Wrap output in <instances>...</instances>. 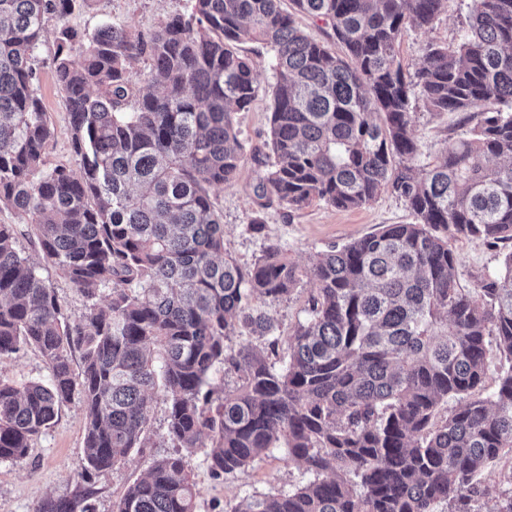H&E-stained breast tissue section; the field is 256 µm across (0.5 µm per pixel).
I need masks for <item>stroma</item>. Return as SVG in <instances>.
I'll list each match as a JSON object with an SVG mask.
<instances>
[{"mask_svg":"<svg viewBox=\"0 0 512 512\" xmlns=\"http://www.w3.org/2000/svg\"><path fill=\"white\" fill-rule=\"evenodd\" d=\"M469 0H448L444 11L425 34L410 30L401 41L399 58L404 72L420 67L427 42L456 44L468 21ZM189 0H86L67 15L64 23L78 31H93L105 23L125 26L133 33L150 36L165 18L189 12ZM241 54L257 65L260 91L249 111L237 113L235 121L247 152L236 179L228 185L212 188L211 196L223 215L224 251L244 267L251 266L262 254L265 241L278 242L299 268H307L328 245L343 244L378 230L385 224H411L415 217L396 194L382 192L370 205L352 210H338L316 200L299 210L279 203L264 204L260 179L271 163L265 140L270 125L271 100L266 89L273 81L271 54L263 44L246 41ZM55 50L53 35H46L36 50L39 72L37 91L54 127L55 137L48 146L51 163L75 165L70 147L69 115L62 92L57 86L50 62ZM413 132L420 150L416 164L434 165L444 148L466 130L463 113L431 112L421 100L410 104ZM261 218V233L249 231L252 218ZM451 245L458 257L457 283L474 290L481 279L497 270L512 242L495 244L455 237ZM314 285L301 278L293 293L282 300L266 303L273 318L275 333L286 337L302 320ZM48 377L47 365L33 347L0 360V378L22 384ZM167 404L163 395L151 403L153 447L144 453L130 452L114 469L93 474L83 480L85 468L83 440L85 422L78 401L64 404L53 424L33 441L27 458L20 463L0 462V512H35L46 498L71 495L78 486L91 490L92 512H112L116 501L135 479L143 475L152 459L171 451L165 435ZM194 479L200 491L195 512H231L232 507L252 492L288 491L310 479L304 466L289 458L286 450L257 458L246 471L214 477L203 454L192 459Z\"/></svg>","mask_w":512,"mask_h":512,"instance_id":"1","label":"stroma"}]
</instances>
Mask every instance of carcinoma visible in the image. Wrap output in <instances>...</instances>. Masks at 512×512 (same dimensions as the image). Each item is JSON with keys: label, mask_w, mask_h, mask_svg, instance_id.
I'll return each instance as SVG.
<instances>
[{"label": "carcinoma", "mask_w": 512, "mask_h": 512, "mask_svg": "<svg viewBox=\"0 0 512 512\" xmlns=\"http://www.w3.org/2000/svg\"><path fill=\"white\" fill-rule=\"evenodd\" d=\"M75 2L0 0V206L28 217L45 264L84 301L66 314L18 250L15 225L0 224V359L33 346L49 369L46 382L0 379V461L26 458L76 397L86 476L111 469L149 447L159 389L174 451L113 512H195L198 451L221 477L280 448L313 479L247 495L232 512H435L440 502L474 512V478L512 453V252L473 294L458 287L448 235L512 241V0H470L459 43H429L409 83L405 24L429 32L447 0H292L330 24L347 60L296 28L279 0H192L148 38L61 25L51 64L77 173L48 165L55 128L35 87L47 25ZM245 41L273 52L262 195L351 210L389 188L416 218L321 253L305 272L315 285L306 316L285 339L257 302L289 296L298 267L277 245L248 268L225 254L210 195L234 181L246 151L235 114L259 86ZM145 56L151 79L136 96L132 66ZM413 91L436 113L480 108L428 168L415 164ZM232 336L284 354L275 364L232 350ZM493 342L498 383L481 398ZM221 369L240 383L216 397ZM450 398L459 407L438 418ZM89 496L49 497L36 512H90Z\"/></svg>", "instance_id": "cac0c4a2"}]
</instances>
